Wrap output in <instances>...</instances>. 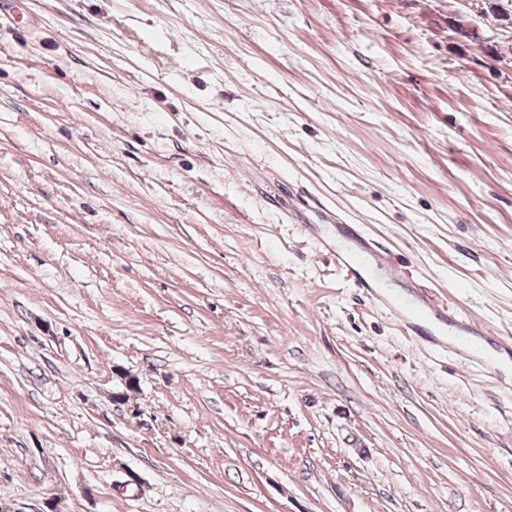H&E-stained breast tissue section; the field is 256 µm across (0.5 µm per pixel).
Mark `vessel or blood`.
<instances>
[{"label":"vessel or blood","instance_id":"obj_1","mask_svg":"<svg viewBox=\"0 0 512 512\" xmlns=\"http://www.w3.org/2000/svg\"><path fill=\"white\" fill-rule=\"evenodd\" d=\"M342 230L348 237L356 240L359 247L357 252L349 256L337 254L336 264L348 278L355 281L357 287L367 288V281L361 278L358 272L359 266L369 259L383 263L387 257L372 239L365 237L360 225L346 224ZM381 306L388 312L400 316L406 335L414 342H435L436 335L432 327L440 324L452 329L459 348L468 351L471 356H480L483 349L471 346L470 340L475 336L482 337L486 346L500 353L512 355L511 336L486 332L471 317L463 315L456 304L437 299L427 288L419 284H412L408 298L395 301L385 299L382 300Z\"/></svg>","mask_w":512,"mask_h":512}]
</instances>
